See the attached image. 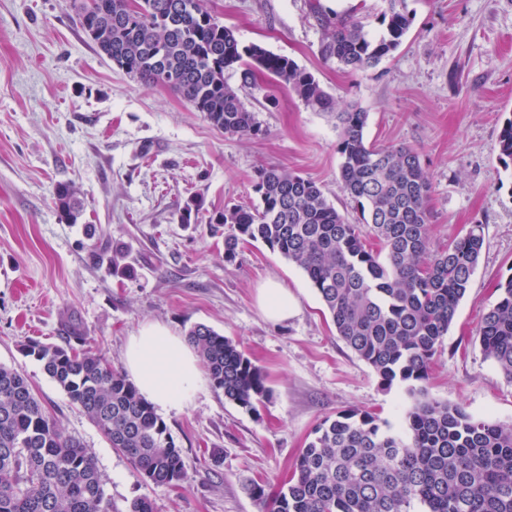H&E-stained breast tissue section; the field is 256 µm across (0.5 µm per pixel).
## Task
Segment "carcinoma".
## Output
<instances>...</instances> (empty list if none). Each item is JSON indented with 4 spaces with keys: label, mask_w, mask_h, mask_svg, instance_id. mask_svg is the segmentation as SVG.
<instances>
[{
    "label": "carcinoma",
    "mask_w": 512,
    "mask_h": 512,
    "mask_svg": "<svg viewBox=\"0 0 512 512\" xmlns=\"http://www.w3.org/2000/svg\"><path fill=\"white\" fill-rule=\"evenodd\" d=\"M84 0L74 9L84 34L116 68L146 87H162L226 133L258 132L254 113L225 72L243 84L256 73L291 89L316 112H336L337 152L344 193L359 211L351 224L317 183L276 167L258 170L260 204L226 206L208 217L224 235V256L243 241L279 252L308 277L337 336L375 372L382 386H407L412 402L405 426L393 430L368 411L326 418L297 455L291 474L269 494L250 487L259 512H512V425L476 418L458 404L429 397L434 356L471 287L484 248L480 224L440 251L430 249L431 183L417 151L365 142L368 113L337 110L313 75L286 56L244 45L208 0ZM384 31L371 36L353 16L331 21L319 4L314 17L332 32L320 47L326 61L351 72L378 65L401 45L412 19L404 0H386ZM500 159L512 162V118L499 136ZM55 204L70 222L81 215L68 184ZM203 202L180 209L182 224L202 220ZM121 246L107 260L126 275ZM484 314L479 338L486 355L512 379V276ZM213 387L224 399L257 411L269 393L263 369L232 338L205 324L187 332ZM25 353L129 459L145 484L189 483L181 448L154 407L104 354L29 341ZM0 512H112L94 456L68 435L29 380L0 364Z\"/></svg>",
    "instance_id": "cac0c4a2"
}]
</instances>
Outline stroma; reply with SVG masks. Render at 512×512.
<instances>
[{
  "mask_svg": "<svg viewBox=\"0 0 512 512\" xmlns=\"http://www.w3.org/2000/svg\"><path fill=\"white\" fill-rule=\"evenodd\" d=\"M350 13L382 31L384 0H210L243 44L255 43L312 73L339 105L368 114L377 146L414 148L431 184V248L472 225L485 244L471 288L439 347L431 397L512 424V380L480 344L494 285L512 276V166L499 134L512 117V0H406L412 23L378 66L349 73L323 60L328 35L311 12ZM258 132L241 137L211 126L160 87L131 79L82 32L70 0H0V364L30 380L69 435L93 453L112 512L145 496L155 512H257L251 482L276 491L312 430L345 410L404 424L406 387L381 386L337 336L304 272L257 242L224 259V240L186 226L177 211L191 197L205 214L258 203L260 168L312 179L350 223L353 202L339 182L336 120L260 78L241 85ZM68 183L83 205L67 223L54 204ZM123 245L133 272L113 274L93 254ZM280 281L296 301L288 321L264 319L259 285ZM148 323L183 336L208 325L239 341L267 375L269 396L249 413L203 382L183 410L163 420L190 476L183 489L143 484L130 461L43 372L23 344H65L78 327L88 346L123 367L131 336Z\"/></svg>",
  "mask_w": 512,
  "mask_h": 512,
  "instance_id": "stroma-1",
  "label": "stroma"
}]
</instances>
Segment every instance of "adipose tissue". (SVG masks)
Here are the masks:
<instances>
[{"label": "adipose tissue", "mask_w": 512, "mask_h": 512, "mask_svg": "<svg viewBox=\"0 0 512 512\" xmlns=\"http://www.w3.org/2000/svg\"><path fill=\"white\" fill-rule=\"evenodd\" d=\"M124 368L140 394L163 410L183 409L203 382L187 339L160 324L147 325L130 338Z\"/></svg>", "instance_id": "obj_1"}]
</instances>
